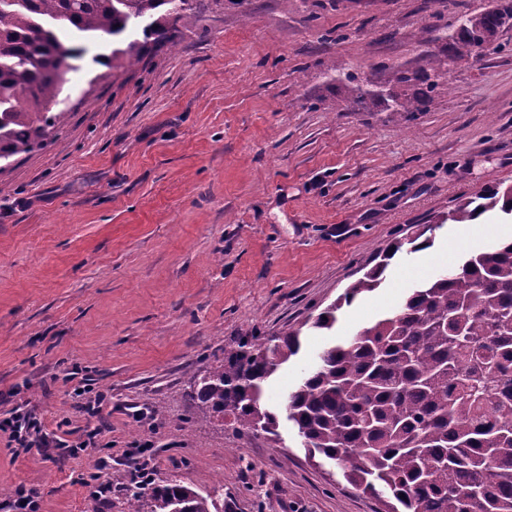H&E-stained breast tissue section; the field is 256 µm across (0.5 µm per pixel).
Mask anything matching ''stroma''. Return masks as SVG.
Here are the masks:
<instances>
[{
  "instance_id": "35a3bbf8",
  "label": "stroma",
  "mask_w": 512,
  "mask_h": 512,
  "mask_svg": "<svg viewBox=\"0 0 512 512\" xmlns=\"http://www.w3.org/2000/svg\"><path fill=\"white\" fill-rule=\"evenodd\" d=\"M488 0H199L197 24L132 67L95 63L88 41L55 142L0 168V419L32 411L50 439L88 425L112 451L104 499L83 483L95 454L12 456L0 501L38 489L41 512H124L131 451L155 480L221 495L229 512H384L339 469L278 436L200 422L193 375L243 336L303 326L298 358L267 386L279 406L332 338L396 309L412 278L451 266L458 199L512 185V29L490 55L451 65L452 92L411 123L337 100L327 68L364 76L425 66L426 40ZM382 287L306 328L398 240ZM105 393L98 418L75 390Z\"/></svg>"
}]
</instances>
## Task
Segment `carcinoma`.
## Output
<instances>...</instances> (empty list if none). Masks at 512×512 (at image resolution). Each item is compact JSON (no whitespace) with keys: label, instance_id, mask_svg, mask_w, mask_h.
<instances>
[{"label":"carcinoma","instance_id":"cac0c4a2","mask_svg":"<svg viewBox=\"0 0 512 512\" xmlns=\"http://www.w3.org/2000/svg\"><path fill=\"white\" fill-rule=\"evenodd\" d=\"M198 21L193 0H0V162L47 144L69 98L75 41L132 35L96 60L132 66L145 43L169 42ZM512 28V0L461 14L442 27L428 67L397 66L382 79L332 64L336 98L356 111L382 105L406 122L450 89L455 59L485 53ZM512 213V186L459 200L439 223ZM421 230L396 241L307 326L330 329L336 311L380 287L404 244L431 245ZM303 327L244 336L224 363L191 378L199 418L217 414L249 432L275 435L280 414L264 384L301 350ZM288 420L308 456L340 468L353 488L386 497L387 512H512V241L465 254L409 289L402 305L318 354L286 395ZM128 512H226L224 502L178 480L125 486Z\"/></svg>","mask_w":512,"mask_h":512}]
</instances>
